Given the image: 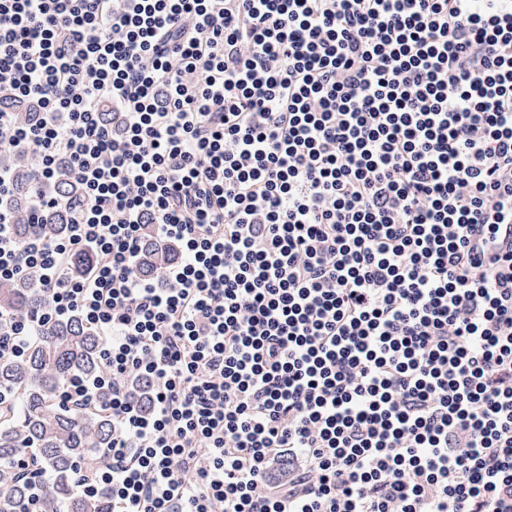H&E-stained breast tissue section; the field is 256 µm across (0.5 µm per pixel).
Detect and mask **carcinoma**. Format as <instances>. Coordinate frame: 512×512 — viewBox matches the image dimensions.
Wrapping results in <instances>:
<instances>
[{"label":"carcinoma","instance_id":"cac0c4a2","mask_svg":"<svg viewBox=\"0 0 512 512\" xmlns=\"http://www.w3.org/2000/svg\"><path fill=\"white\" fill-rule=\"evenodd\" d=\"M67 213L56 211L40 231L51 238L65 233ZM142 272L153 275L174 257L171 248L148 240ZM44 290L32 280L0 287V312L25 317L45 308ZM100 339L76 318L48 323L34 332L20 358L0 355V512H110L108 494L90 499L75 488V475L112 448V415L98 407L69 409L58 404L63 386L74 377L101 373ZM31 471L21 476L19 460Z\"/></svg>","mask_w":512,"mask_h":512}]
</instances>
